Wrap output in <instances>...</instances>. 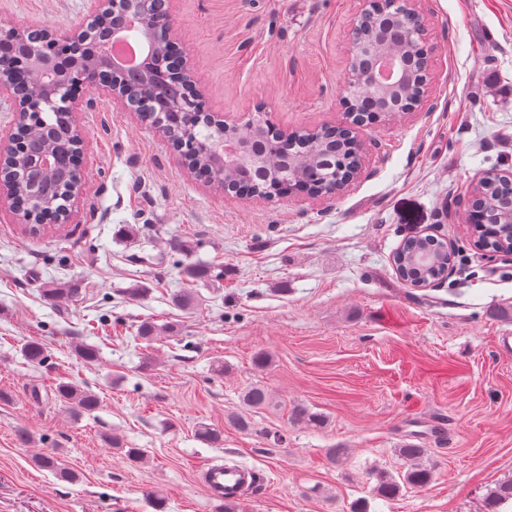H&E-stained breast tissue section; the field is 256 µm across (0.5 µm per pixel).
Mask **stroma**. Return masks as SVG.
Here are the masks:
<instances>
[{"instance_id":"obj_1","label":"stroma","mask_w":512,"mask_h":512,"mask_svg":"<svg viewBox=\"0 0 512 512\" xmlns=\"http://www.w3.org/2000/svg\"><path fill=\"white\" fill-rule=\"evenodd\" d=\"M431 49L429 93L415 112L360 132V176L327 201L239 199L194 179L148 124L97 89L78 113L86 192L71 224L32 234L0 206V512H221L202 478L211 461L257 470L236 512H480L512 478V257L475 248L458 198L490 169H512V0H418ZM362 0H174L170 23L206 106L246 122L256 107L284 131L342 120L349 47ZM83 0H0V20L59 32ZM446 239L458 254L445 283L412 288L393 256L407 237ZM224 269L186 279L168 247ZM47 285L77 288L64 308ZM147 292L131 299L126 290ZM191 291L189 311L173 304ZM158 327L136 337L143 321ZM50 359L29 365L25 340ZM95 347L89 363L76 348ZM267 355L257 367V355ZM89 387L100 408L77 416L59 381ZM269 405L252 432L227 422L244 388ZM321 413L309 430L293 406ZM423 423L434 469L423 490L373 498L372 471L399 475L396 453ZM223 440H200V424ZM26 429L33 442L19 447ZM285 435L276 445L266 434ZM118 435L122 448L105 442ZM349 448L342 465L328 448ZM141 449L142 459L126 456ZM56 453L77 480L33 462Z\"/></svg>"}]
</instances>
